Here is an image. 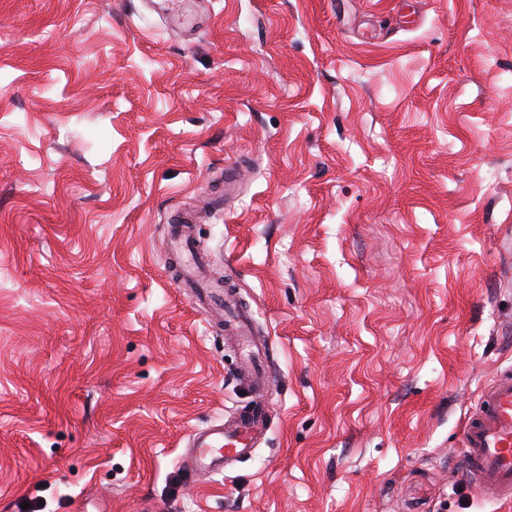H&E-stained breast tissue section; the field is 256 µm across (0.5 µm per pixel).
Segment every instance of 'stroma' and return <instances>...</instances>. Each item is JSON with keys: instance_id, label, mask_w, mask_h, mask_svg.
<instances>
[{"instance_id": "1", "label": "stroma", "mask_w": 512, "mask_h": 512, "mask_svg": "<svg viewBox=\"0 0 512 512\" xmlns=\"http://www.w3.org/2000/svg\"><path fill=\"white\" fill-rule=\"evenodd\" d=\"M510 366L512 0H0V512H512L457 453ZM261 408L254 406L239 414L235 424L224 429L213 426L193 437V465L199 470L223 466L224 460L249 451L256 428L263 422Z\"/></svg>"}]
</instances>
